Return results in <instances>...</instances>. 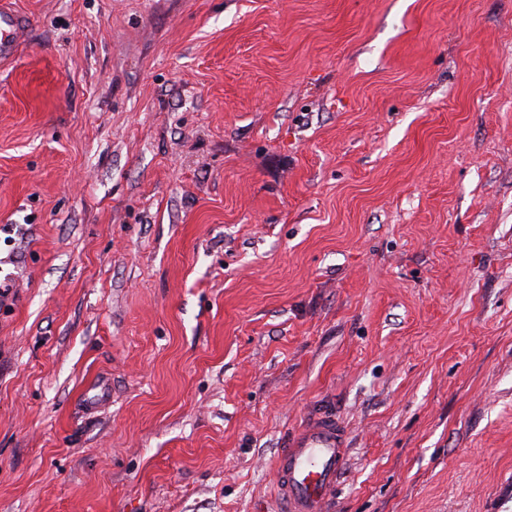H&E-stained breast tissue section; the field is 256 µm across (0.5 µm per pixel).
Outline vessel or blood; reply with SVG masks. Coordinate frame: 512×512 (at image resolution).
<instances>
[{
  "mask_svg": "<svg viewBox=\"0 0 512 512\" xmlns=\"http://www.w3.org/2000/svg\"><path fill=\"white\" fill-rule=\"evenodd\" d=\"M29 21L0 9V59L13 57ZM346 432L336 417L318 414L290 435L275 463L277 495L283 512H326L346 458Z\"/></svg>",
  "mask_w": 512,
  "mask_h": 512,
  "instance_id": "vessel-or-blood-1",
  "label": "vessel or blood"
}]
</instances>
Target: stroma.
I'll list each match as a JSON object with an SVG mask.
<instances>
[{
    "label": "stroma",
    "instance_id": "obj_1",
    "mask_svg": "<svg viewBox=\"0 0 512 512\" xmlns=\"http://www.w3.org/2000/svg\"><path fill=\"white\" fill-rule=\"evenodd\" d=\"M0 512H512V0H7ZM29 26L25 17L0 9V59L13 57L15 48L25 41ZM346 448V432L332 415L317 414L290 435L275 463L283 512H326Z\"/></svg>",
    "mask_w": 512,
    "mask_h": 512
}]
</instances>
